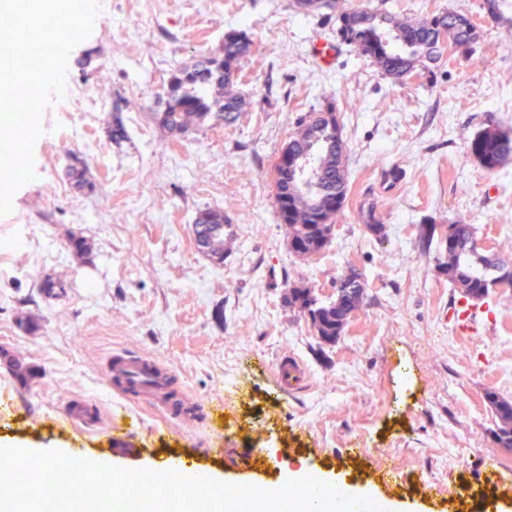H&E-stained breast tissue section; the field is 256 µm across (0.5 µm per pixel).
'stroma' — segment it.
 <instances>
[{
	"mask_svg": "<svg viewBox=\"0 0 512 512\" xmlns=\"http://www.w3.org/2000/svg\"><path fill=\"white\" fill-rule=\"evenodd\" d=\"M90 37L71 52L67 87L90 86L86 139L63 122L52 96L34 146L35 180L0 215V241L18 250L0 274V349L38 367L24 385L0 364V397L13 415L0 446L76 451L93 460L145 468L174 454L197 471L258 487L291 470L347 478L398 512H512V492L483 485L491 469L512 473L485 402L512 399V291L471 302L438 277L435 251L422 250L424 218L475 225L484 244L512 251V162L486 171L470 144L487 122L512 127V0H390L425 16L448 8L476 24L484 57L441 59L428 87L393 83L336 40L332 15L304 16L295 0H105ZM247 29L255 50L235 87L252 97L236 122H206L171 136L151 115L163 111L170 72ZM328 46L330 62L314 56ZM332 100L349 152L350 193L330 247L302 260L273 204L270 176L296 117ZM123 124L127 139L111 132ZM180 158L184 174L172 169ZM91 184L73 187L70 167ZM403 172L396 186L383 173ZM376 206L384 239L365 234L361 208ZM223 209L229 248L223 263L200 254L192 224L200 210ZM89 250L71 251L72 237ZM47 254L33 264L34 251ZM356 269L364 308L335 345L318 347L304 318L283 299L288 280L334 299L332 282ZM61 280L59 297L40 292ZM210 279L205 299L193 285ZM39 323L28 332L19 320ZM150 355L171 372L181 401L219 403L244 382L226 415L170 420L144 404L128 408L138 451L124 452L102 425L76 432L67 401L109 402L118 390L101 373L115 352ZM304 365L308 383L277 395L270 372L281 355ZM416 366L402 382L399 362ZM252 446L233 464L224 447Z\"/></svg>",
	"mask_w": 512,
	"mask_h": 512,
	"instance_id": "obj_1",
	"label": "stroma"
}]
</instances>
